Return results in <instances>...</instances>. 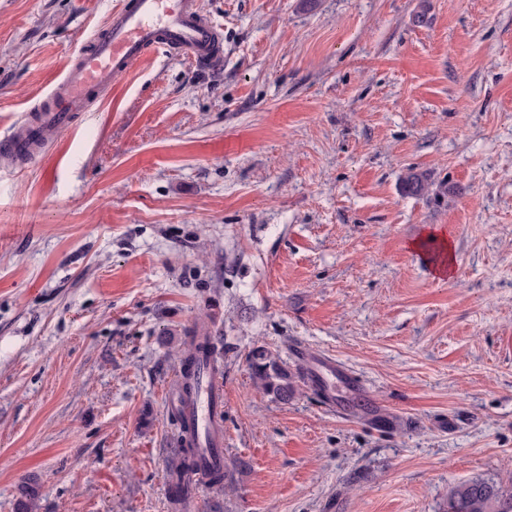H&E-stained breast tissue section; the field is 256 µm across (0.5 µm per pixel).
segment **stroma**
I'll use <instances>...</instances> for the list:
<instances>
[{"instance_id": "stroma-1", "label": "stroma", "mask_w": 512, "mask_h": 512, "mask_svg": "<svg viewBox=\"0 0 512 512\" xmlns=\"http://www.w3.org/2000/svg\"><path fill=\"white\" fill-rule=\"evenodd\" d=\"M116 2L0 0V134ZM197 2L222 70L154 53L0 167V512L28 478L34 512H170L166 384L202 334L247 468L190 512H444L459 482L512 488V0ZM434 228L452 275L413 247ZM256 345L331 356L376 411L304 382L276 401Z\"/></svg>"}]
</instances>
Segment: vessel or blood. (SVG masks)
<instances>
[{
	"label": "vessel or blood",
	"mask_w": 512,
	"mask_h": 512,
	"mask_svg": "<svg viewBox=\"0 0 512 512\" xmlns=\"http://www.w3.org/2000/svg\"><path fill=\"white\" fill-rule=\"evenodd\" d=\"M183 57L205 70L224 63L222 30L200 10L197 0H122L104 32L92 35L68 61L61 78L22 129L0 137V160L48 148L70 130L101 91L115 84L134 64L157 50ZM306 366L318 376L328 400L336 398V363L307 355ZM195 393H181L182 375L174 373L170 408L183 412L188 436L203 461L224 466V386L218 372L203 364L195 372Z\"/></svg>",
	"instance_id": "vessel-or-blood-1"
}]
</instances>
